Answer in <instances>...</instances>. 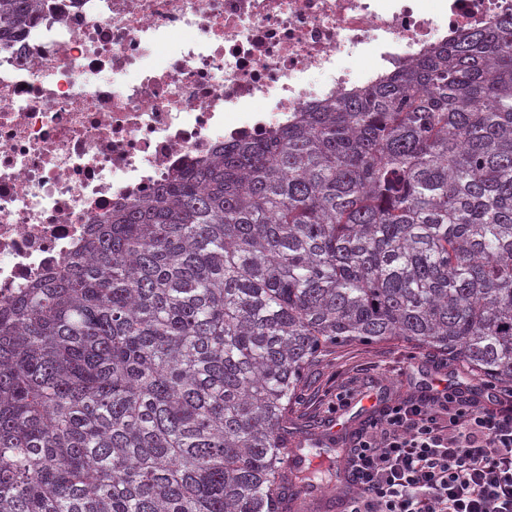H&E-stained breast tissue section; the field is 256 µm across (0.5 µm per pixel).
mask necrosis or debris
Returning <instances> with one entry per match:
<instances>
[{
	"mask_svg": "<svg viewBox=\"0 0 512 512\" xmlns=\"http://www.w3.org/2000/svg\"><path fill=\"white\" fill-rule=\"evenodd\" d=\"M38 6L23 35L0 44V300L218 146L263 138L305 105L512 13V0Z\"/></svg>",
	"mask_w": 512,
	"mask_h": 512,
	"instance_id": "necrosis-or-debris-1",
	"label": "necrosis or debris"
}]
</instances>
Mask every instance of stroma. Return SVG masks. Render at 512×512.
Here are the masks:
<instances>
[{
    "mask_svg": "<svg viewBox=\"0 0 512 512\" xmlns=\"http://www.w3.org/2000/svg\"><path fill=\"white\" fill-rule=\"evenodd\" d=\"M431 379L468 388L478 405L487 403L485 379L432 349L399 339L337 347L310 368L303 399L288 426V441L306 454L332 446L338 438L335 426L349 434L363 427L366 416L360 406L367 398L390 405L418 394Z\"/></svg>",
    "mask_w": 512,
    "mask_h": 512,
    "instance_id": "stroma-1",
    "label": "stroma"
}]
</instances>
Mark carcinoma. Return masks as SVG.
I'll return each instance as SVG.
<instances>
[{
  "instance_id": "carcinoma-1",
  "label": "carcinoma",
  "mask_w": 512,
  "mask_h": 512,
  "mask_svg": "<svg viewBox=\"0 0 512 512\" xmlns=\"http://www.w3.org/2000/svg\"><path fill=\"white\" fill-rule=\"evenodd\" d=\"M392 339L512 385V17L224 144L0 301V512H300L340 478L288 467L308 370Z\"/></svg>"
}]
</instances>
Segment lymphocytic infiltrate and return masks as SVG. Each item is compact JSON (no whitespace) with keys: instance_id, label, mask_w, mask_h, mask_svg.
<instances>
[{"instance_id":"f902f5d3","label":"lymphocytic infiltrate","mask_w":512,"mask_h":512,"mask_svg":"<svg viewBox=\"0 0 512 512\" xmlns=\"http://www.w3.org/2000/svg\"><path fill=\"white\" fill-rule=\"evenodd\" d=\"M449 387L385 409L347 450L345 512H512V389Z\"/></svg>"}]
</instances>
